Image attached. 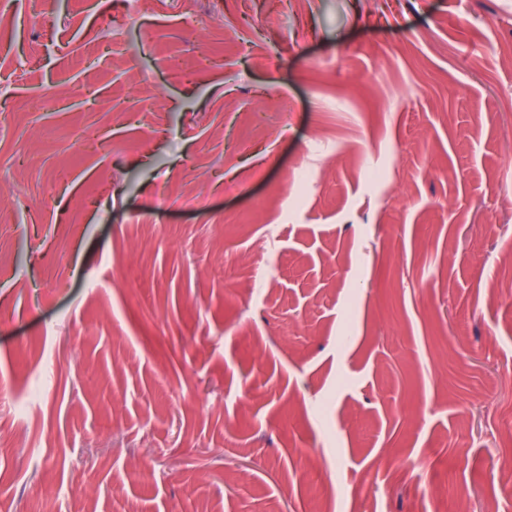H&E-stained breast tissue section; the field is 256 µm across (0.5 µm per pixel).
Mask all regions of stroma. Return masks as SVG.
<instances>
[{
  "label": "stroma",
  "instance_id": "stroma-1",
  "mask_svg": "<svg viewBox=\"0 0 512 512\" xmlns=\"http://www.w3.org/2000/svg\"><path fill=\"white\" fill-rule=\"evenodd\" d=\"M194 2L0 0V512H512V0Z\"/></svg>",
  "mask_w": 512,
  "mask_h": 512
}]
</instances>
